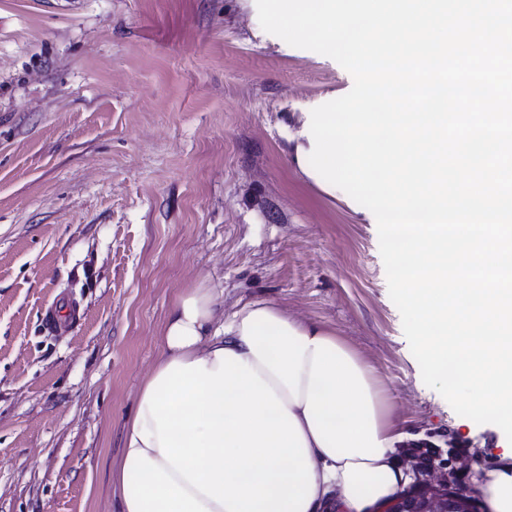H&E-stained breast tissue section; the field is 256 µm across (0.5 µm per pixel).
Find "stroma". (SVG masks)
Here are the masks:
<instances>
[{
	"instance_id": "stroma-1",
	"label": "stroma",
	"mask_w": 512,
	"mask_h": 512,
	"mask_svg": "<svg viewBox=\"0 0 512 512\" xmlns=\"http://www.w3.org/2000/svg\"><path fill=\"white\" fill-rule=\"evenodd\" d=\"M352 86L256 0H0V512H116L123 427L203 277L225 315L264 299L334 328L487 512L459 460L505 442L424 383L366 208L291 157Z\"/></svg>"
}]
</instances>
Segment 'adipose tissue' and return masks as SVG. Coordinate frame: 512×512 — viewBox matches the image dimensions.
<instances>
[{"label":"adipose tissue","instance_id":"1","mask_svg":"<svg viewBox=\"0 0 512 512\" xmlns=\"http://www.w3.org/2000/svg\"><path fill=\"white\" fill-rule=\"evenodd\" d=\"M125 424L120 512H379L412 481L373 368L335 330L266 300L225 315L207 280L177 295ZM512 512V466L478 467Z\"/></svg>","mask_w":512,"mask_h":512}]
</instances>
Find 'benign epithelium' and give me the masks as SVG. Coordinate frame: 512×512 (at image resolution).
Instances as JSON below:
<instances>
[{"instance_id":"benign-epithelium-1","label":"benign epithelium","mask_w":512,"mask_h":512,"mask_svg":"<svg viewBox=\"0 0 512 512\" xmlns=\"http://www.w3.org/2000/svg\"><path fill=\"white\" fill-rule=\"evenodd\" d=\"M402 463L417 476L416 484L393 499L384 512H474L470 497L448 486V471L433 463L424 466L412 453L403 454Z\"/></svg>"}]
</instances>
